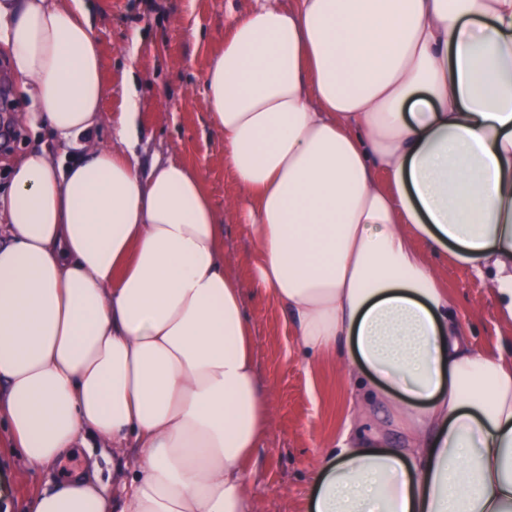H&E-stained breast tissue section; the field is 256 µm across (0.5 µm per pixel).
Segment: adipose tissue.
I'll return each instance as SVG.
<instances>
[{
  "mask_svg": "<svg viewBox=\"0 0 512 512\" xmlns=\"http://www.w3.org/2000/svg\"><path fill=\"white\" fill-rule=\"evenodd\" d=\"M30 127L77 152L16 157L0 213V417L32 472L83 432L124 463L29 512H251L272 418L224 217L201 172L113 146L83 0H0ZM244 190L252 286L330 355L348 415L310 512H512V357L474 342L437 277L484 278L512 324V0H257L204 77Z\"/></svg>",
  "mask_w": 512,
  "mask_h": 512,
  "instance_id": "adipose-tissue-1",
  "label": "adipose tissue"
}]
</instances>
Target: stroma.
Here are the masks:
<instances>
[{
	"instance_id": "35a3bbf8",
	"label": "stroma",
	"mask_w": 512,
	"mask_h": 512,
	"mask_svg": "<svg viewBox=\"0 0 512 512\" xmlns=\"http://www.w3.org/2000/svg\"><path fill=\"white\" fill-rule=\"evenodd\" d=\"M90 20L98 43L108 93L102 109V141L123 110V85L135 84L140 97L138 139L134 151L143 163L172 159L201 168L207 187L224 214V250L244 282L243 300L252 320L263 386L271 390L272 423L251 464L253 512H305L313 468L333 446L342 423L336 399L342 390L335 360L306 362L275 303L249 286L253 274L251 244L237 212L245 194L234 182L224 158V137L211 128L204 101V74L224 48V36L254 0H91ZM30 101L0 71V119L13 133L9 152L0 153V207L9 191L13 156L31 147L51 146L48 127L20 122ZM440 280L455 293L462 324L477 344L512 354V327L500 323L486 284L452 259L433 258ZM0 424V512H27L32 494L47 482L63 479L85 459L98 463V477L111 486L118 465L100 444L78 449L54 470L32 473L18 466L17 451L5 447Z\"/></svg>"
}]
</instances>
